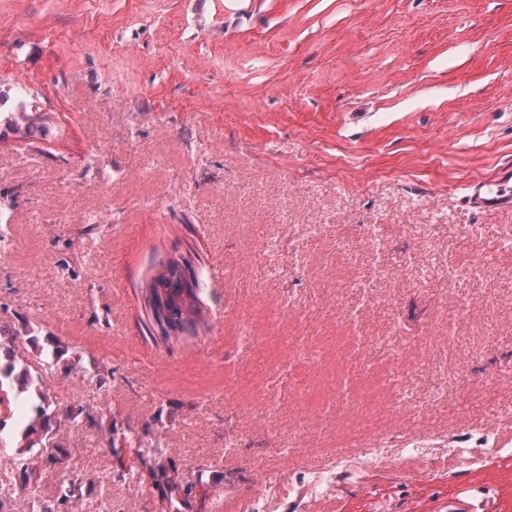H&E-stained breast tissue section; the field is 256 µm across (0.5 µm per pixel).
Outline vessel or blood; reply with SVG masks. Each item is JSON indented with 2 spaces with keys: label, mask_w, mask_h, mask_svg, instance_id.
<instances>
[{
  "label": "vessel or blood",
  "mask_w": 512,
  "mask_h": 512,
  "mask_svg": "<svg viewBox=\"0 0 512 512\" xmlns=\"http://www.w3.org/2000/svg\"><path fill=\"white\" fill-rule=\"evenodd\" d=\"M470 206L482 212L512 209V166L501 167L491 179H477L466 186ZM500 475L486 483L471 481L467 474L453 477L454 485L438 512H512V456L501 458ZM481 500H474V493Z\"/></svg>",
  "instance_id": "b4317fda"
}]
</instances>
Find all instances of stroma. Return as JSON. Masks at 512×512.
<instances>
[{"label":"stroma","instance_id":"35a3bbf8","mask_svg":"<svg viewBox=\"0 0 512 512\" xmlns=\"http://www.w3.org/2000/svg\"><path fill=\"white\" fill-rule=\"evenodd\" d=\"M0 88L51 129L0 120V327L32 372L31 332L80 365L45 381L66 452L33 458L36 486L14 461L38 398L0 392L14 512L67 475L86 494L61 512H168L137 436L222 474L193 512L265 493L270 512L423 510L449 459L487 464L478 439L512 413V211H475L465 186L512 164V0H0ZM467 240L492 248L475 275ZM174 254L207 324L165 342L142 288ZM359 293L364 361L343 319ZM419 438L425 460L399 458Z\"/></svg>","mask_w":512,"mask_h":512}]
</instances>
